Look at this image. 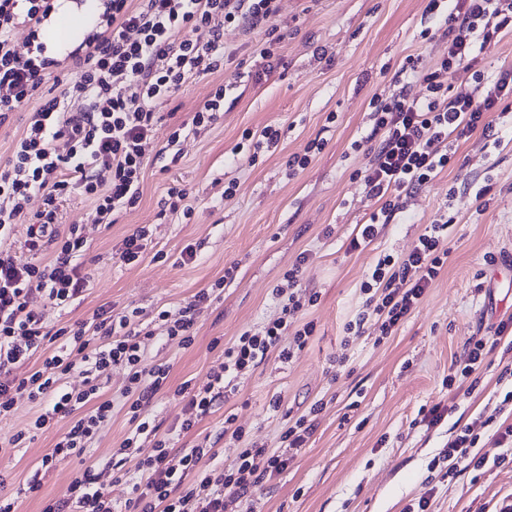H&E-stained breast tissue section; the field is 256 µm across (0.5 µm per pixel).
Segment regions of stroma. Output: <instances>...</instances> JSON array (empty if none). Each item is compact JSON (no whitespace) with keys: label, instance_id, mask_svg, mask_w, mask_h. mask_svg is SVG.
Instances as JSON below:
<instances>
[{"label":"stroma","instance_id":"obj_1","mask_svg":"<svg viewBox=\"0 0 512 512\" xmlns=\"http://www.w3.org/2000/svg\"><path fill=\"white\" fill-rule=\"evenodd\" d=\"M428 0H279L286 32L277 59L263 69L252 55L260 31L224 30L233 51L224 71L191 78L171 101L177 117L190 119L212 89L232 82L224 110L198 134L181 139L178 156L165 153L168 123L154 130L140 199L106 226L91 221L92 203L72 195L62 206L64 224L83 227L89 248L84 268L92 284L81 303L65 311L43 307L48 327L86 318L99 307L162 308L179 318L185 303L209 288L230 264L235 280L196 314V336L183 348L155 338L148 363L169 365L167 388L149 411L173 448L216 440L218 459L232 468L246 445L275 448L288 424L315 401L324 408L306 446L283 472L267 479L250 497L249 512H405L423 497L432 512H481L512 494V464L486 466L478 473L443 480L433 468L448 442L465 423L496 416L512 421V346L500 341L487 356L473 389L448 386L449 368L468 337L494 335L512 319V275L501 264L512 257V111L497 118L504 134L497 147L481 135L460 144L453 165L421 190L407 195L404 211L365 250L348 252V239L375 207L364 192L362 175L370 155L352 150L353 141L372 129V98L399 88L425 94L416 78L399 75L405 58L419 71L433 68L448 50L439 17ZM434 29L431 38L422 35ZM273 125L280 131L276 150L255 152L244 132ZM327 145L311 164L289 174L287 162L307 144ZM233 198H222L229 180ZM490 180L491 190L476 198L471 181ZM187 191L191 219L163 209L171 184ZM455 215L448 230L450 254L441 276L419 308L384 340L374 331L345 341L344 325L361 302L360 285L379 254L402 256L428 224ZM149 230L142 259L116 263L112 253L135 228ZM331 236H324V229ZM197 258L182 263L185 246ZM307 253L301 283L320 295L306 318L315 332L291 360L268 359L244 376L235 394L215 406L189 434L178 433L184 403L175 392L183 382L207 384L224 361V347L244 330L278 318L273 290L300 253ZM346 357L344 367L336 360ZM441 405L449 413L436 426L417 420L420 410ZM243 433L224 434L225 417ZM51 421L23 447L0 454V497L16 500L19 512H42L60 496L80 468L79 461L56 463L38 496L26 494V480L49 454L64 428Z\"/></svg>","mask_w":512,"mask_h":512}]
</instances>
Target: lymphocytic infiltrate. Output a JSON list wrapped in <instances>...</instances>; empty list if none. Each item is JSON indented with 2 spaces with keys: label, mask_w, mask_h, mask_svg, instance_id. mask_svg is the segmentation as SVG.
<instances>
[{
  "label": "lymphocytic infiltrate",
  "mask_w": 512,
  "mask_h": 512,
  "mask_svg": "<svg viewBox=\"0 0 512 512\" xmlns=\"http://www.w3.org/2000/svg\"><path fill=\"white\" fill-rule=\"evenodd\" d=\"M56 2L0 0V127L10 125L21 105L40 102L14 139L10 157L0 164V417L8 416L16 397L23 395L42 407L28 430L12 435L7 445L20 447L53 419L66 421L41 467L76 459L83 468L61 496L47 502L44 512H120L124 507L129 512H228L267 477L287 468L290 450L303 447L311 436L322 402L288 426L282 447L242 449L231 469L217 465L218 452L207 440L172 460L169 437L147 412L166 388L170 367L146 365V353L157 336L190 347L197 310L210 301L213 289L195 293L174 321L164 310L148 320L137 307L118 316L101 307L90 318L50 331L35 304L66 309L89 286L81 262L87 241L79 225L62 227V202L75 193L85 196L93 203V223L107 225L117 212L135 205L153 129L165 118L163 106L189 78L223 70L225 26L263 30L254 52L261 59L272 58L284 38L276 23L278 0H104L95 28L63 54L41 35ZM427 11L442 16L448 52L422 74L423 98L402 91L370 102L371 134L377 143L363 182L367 197L380 206L352 234V251L364 250L378 238L402 212L404 196L447 169L454 157L452 143L478 133L486 144H499L501 131L490 115L512 106V69L485 76L476 53L477 45L512 31V0H429ZM20 24L29 29L23 55L12 39ZM461 74L471 77V94L450 95L449 78ZM50 81L55 84L51 91L45 88ZM226 90V84L217 85L191 120L174 122L169 146L211 124L224 109ZM76 101L81 104L77 110L72 107ZM35 194L42 196L43 207L31 213L27 204ZM454 222L445 216L426 226L404 256L377 258L361 284L360 309L344 325L346 334L359 337L373 330L384 339L398 330L443 272ZM19 224L26 227L25 246L36 256L25 264L14 256ZM307 261V253H300L283 275L284 286L276 288L281 305L277 320L244 331L225 347L223 363L203 388L177 389L184 402L181 432L194 430L261 363L273 357L289 360L307 344L315 325L303 316L319 300L318 293L301 284ZM286 336L291 339L287 346L282 343ZM50 343L55 349L44 354L39 366L24 376L13 375L15 366L44 353ZM117 366L128 371L123 406L131 424L119 452L137 460L134 472L125 476L129 496L122 504L102 481L97 463L87 460L114 409L112 400L102 398L99 381ZM74 372L83 375L81 386L68 385L66 378ZM485 426V421H472L449 441L442 455L448 479L482 470L491 461L505 463V455L490 461L476 452ZM148 440L153 451L140 456ZM206 458L212 461L207 468L201 465Z\"/></svg>",
  "instance_id": "f902f5d3"
}]
</instances>
